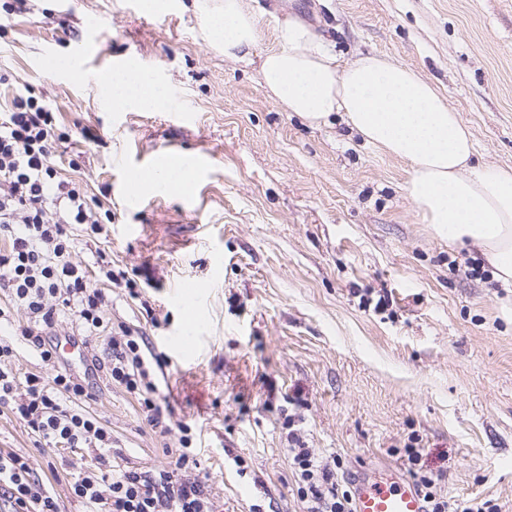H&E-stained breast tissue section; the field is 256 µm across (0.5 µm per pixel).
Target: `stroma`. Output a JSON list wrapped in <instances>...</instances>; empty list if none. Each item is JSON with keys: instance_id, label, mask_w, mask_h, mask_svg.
Here are the masks:
<instances>
[{"instance_id": "obj_1", "label": "stroma", "mask_w": 512, "mask_h": 512, "mask_svg": "<svg viewBox=\"0 0 512 512\" xmlns=\"http://www.w3.org/2000/svg\"><path fill=\"white\" fill-rule=\"evenodd\" d=\"M27 0L0 16V108L33 87L73 136L59 150L88 198L112 211L99 247L137 284L109 290L108 315L145 333L176 427L156 435L106 376L83 407L112 433L123 469L166 465L179 426L200 436L199 476L217 512H304L286 448L297 429L339 486L359 467L406 469L423 449L441 492L512 512V288L477 247L438 236L406 191L408 164L340 114L312 124L267 96L258 65L225 58L192 0ZM256 54L285 18L346 64L377 53L435 84L470 131L475 166L512 167V0H248ZM96 44L92 60L78 44ZM75 60L79 76L60 64ZM135 63L164 86L158 109H113L100 77ZM210 163L188 191L127 187L168 148ZM199 292L202 340L187 357L162 339L187 326L179 289ZM293 425H286V418ZM0 452L29 458L60 512H83L74 477L89 448L42 450L0 408Z\"/></svg>"}]
</instances>
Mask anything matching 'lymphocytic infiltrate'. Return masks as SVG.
<instances>
[{
    "mask_svg": "<svg viewBox=\"0 0 512 512\" xmlns=\"http://www.w3.org/2000/svg\"><path fill=\"white\" fill-rule=\"evenodd\" d=\"M68 138V131L58 127L52 110L32 89L16 92L9 112L0 114V289L9 297L0 306V321L23 311L27 324L21 336L54 369L50 378L14 370L11 339L1 335L0 407L24 422L37 447L96 451L94 469L80 473L71 485L87 512H215L208 484L194 475L199 461L189 435L179 437L168 465L144 471L113 465L111 431L82 407L91 391L60 366L49 341L62 317L70 321L74 337H106L110 381L137 398L153 431L171 434V422L154 397V349L144 347L143 337L125 324L107 318L108 295L91 283L96 273L118 285L124 273L114 271L109 255L97 246L93 266L75 258L78 240L96 245L104 222L79 183L63 178L56 163L57 146ZM75 224L81 226L82 238H74ZM290 441L288 459L306 512H353L352 494L339 490L335 471L299 436ZM406 454L428 512H498L489 500L462 503L439 494L436 479L418 469L421 449L410 448ZM0 512H60L24 456L0 454Z\"/></svg>",
    "mask_w": 512,
    "mask_h": 512,
    "instance_id": "1",
    "label": "lymphocytic infiltrate"
}]
</instances>
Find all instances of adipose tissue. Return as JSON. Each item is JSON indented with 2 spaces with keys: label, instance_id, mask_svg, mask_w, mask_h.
<instances>
[{
  "label": "adipose tissue",
  "instance_id": "ef3b65f1",
  "mask_svg": "<svg viewBox=\"0 0 512 512\" xmlns=\"http://www.w3.org/2000/svg\"><path fill=\"white\" fill-rule=\"evenodd\" d=\"M193 7L225 57L250 60L254 20L245 0H194ZM278 40L259 69L269 98L312 123L343 113L366 142L407 161L406 189L427 223L441 237L478 246L495 278L512 287V168L471 165V134L437 88L377 54L340 65L309 27L293 19L279 23ZM99 90L116 108L167 102L166 89L132 64L101 77ZM191 180L190 171L164 159L135 175L132 185L173 192Z\"/></svg>",
  "mask_w": 512,
  "mask_h": 512
}]
</instances>
